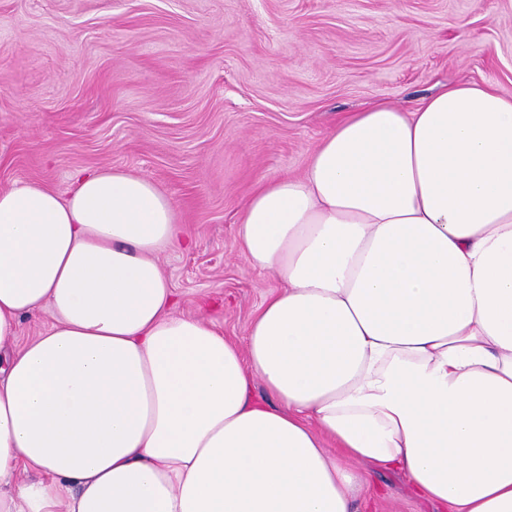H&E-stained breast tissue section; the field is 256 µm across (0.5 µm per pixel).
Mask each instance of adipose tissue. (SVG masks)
Returning <instances> with one entry per match:
<instances>
[{"instance_id":"adipose-tissue-1","label":"adipose tissue","mask_w":512,"mask_h":512,"mask_svg":"<svg viewBox=\"0 0 512 512\" xmlns=\"http://www.w3.org/2000/svg\"><path fill=\"white\" fill-rule=\"evenodd\" d=\"M236 236L280 282L242 347L174 313L150 178L0 190V512H353L371 467L512 512V95L347 115ZM49 321L50 318L46 313H38L33 316L22 318L19 326V336H17V342L22 344L31 336H36L38 333L44 331L46 324Z\"/></svg>"}]
</instances>
